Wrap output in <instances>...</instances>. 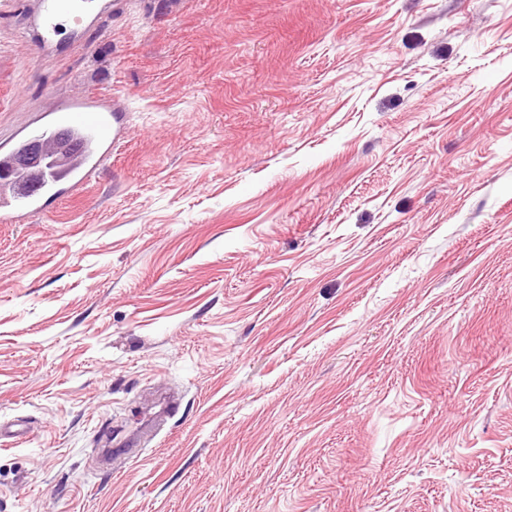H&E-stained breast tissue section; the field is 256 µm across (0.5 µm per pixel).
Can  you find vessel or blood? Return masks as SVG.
I'll return each mask as SVG.
<instances>
[{"instance_id": "1", "label": "vessel or blood", "mask_w": 512, "mask_h": 512, "mask_svg": "<svg viewBox=\"0 0 512 512\" xmlns=\"http://www.w3.org/2000/svg\"><path fill=\"white\" fill-rule=\"evenodd\" d=\"M93 0H36L25 32L28 57L45 59L72 36ZM124 98L92 88L54 101L36 119L0 141V223L44 214L45 200L87 185L130 133Z\"/></svg>"}]
</instances>
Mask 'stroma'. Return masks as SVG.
Returning <instances> with one entry per match:
<instances>
[{"mask_svg":"<svg viewBox=\"0 0 512 512\" xmlns=\"http://www.w3.org/2000/svg\"><path fill=\"white\" fill-rule=\"evenodd\" d=\"M25 25L0 139L88 87L131 130L0 224V512H512V0ZM94 0H37L26 29V50L23 63L30 58L44 60L51 56L57 45L67 36L69 40L83 34L84 17L91 11ZM72 19L75 23L72 22ZM65 23H71L72 31L64 35Z\"/></svg>","mask_w":512,"mask_h":512,"instance_id":"stroma-1","label":"stroma"}]
</instances>
